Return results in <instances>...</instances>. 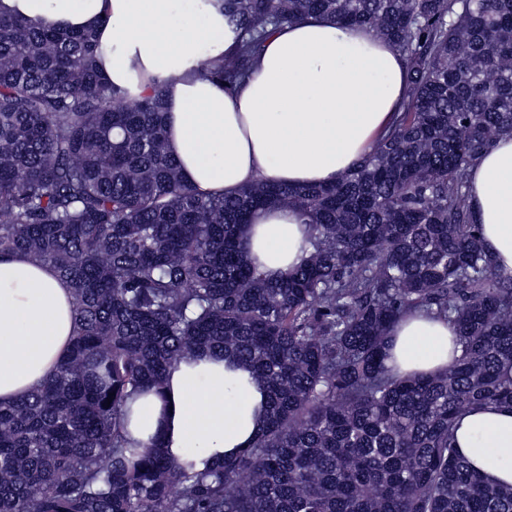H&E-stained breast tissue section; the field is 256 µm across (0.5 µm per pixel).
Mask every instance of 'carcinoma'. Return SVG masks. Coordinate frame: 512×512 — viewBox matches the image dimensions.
Segmentation results:
<instances>
[{"mask_svg":"<svg viewBox=\"0 0 512 512\" xmlns=\"http://www.w3.org/2000/svg\"><path fill=\"white\" fill-rule=\"evenodd\" d=\"M218 4L238 48L196 72L226 90L272 30L323 15L391 42L406 97L334 184L205 195L168 151L165 81L111 85L94 30L0 13V257L52 266L77 313L56 373L0 404V512H512L453 438L466 410L512 406V277L468 204L469 170L512 135V0ZM271 205L311 228L277 278L239 244ZM415 309L462 353L403 378L386 350ZM204 354L248 366L268 403L249 447L199 469L135 445L126 405Z\"/></svg>","mask_w":512,"mask_h":512,"instance_id":"cac0c4a2","label":"carcinoma"}]
</instances>
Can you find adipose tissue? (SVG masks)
I'll use <instances>...</instances> for the list:
<instances>
[{"label":"adipose tissue","instance_id":"ef3b65f1","mask_svg":"<svg viewBox=\"0 0 512 512\" xmlns=\"http://www.w3.org/2000/svg\"><path fill=\"white\" fill-rule=\"evenodd\" d=\"M37 26L91 29L108 82L168 81L167 145L198 192L233 195L268 181L325 185L352 171L390 122L407 90L396 47L366 26L317 17L275 29L249 78L235 90L199 79L200 60L233 52L224 17L204 0H0ZM496 270L512 276V137L473 167L468 196ZM310 228L297 210H260L241 238L247 259L271 277L309 255ZM69 284L21 253L0 258V403L52 375L74 332ZM455 327L416 313L391 333L389 364L434 373L458 357ZM267 393L250 372L208 356L174 368L161 393L133 397L129 437L162 443L176 461L214 462L261 433ZM455 442L488 480L512 486V407L466 411Z\"/></svg>","mask_w":512,"mask_h":512}]
</instances>
